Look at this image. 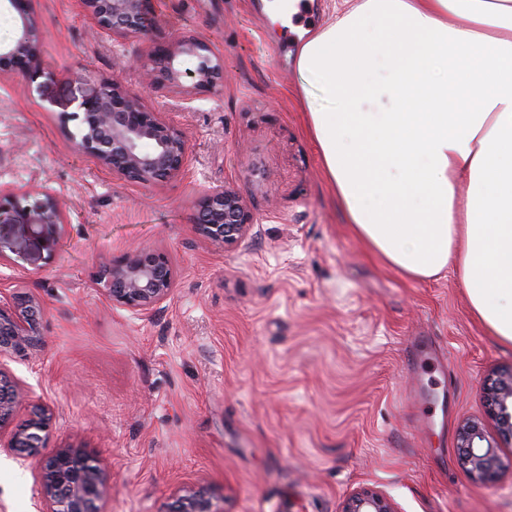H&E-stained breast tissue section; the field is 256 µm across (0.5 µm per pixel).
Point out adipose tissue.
Returning <instances> with one entry per match:
<instances>
[{
    "mask_svg": "<svg viewBox=\"0 0 512 512\" xmlns=\"http://www.w3.org/2000/svg\"><path fill=\"white\" fill-rule=\"evenodd\" d=\"M297 98L347 224L409 280L453 270L512 345V0H339Z\"/></svg>",
    "mask_w": 512,
    "mask_h": 512,
    "instance_id": "ef3b65f1",
    "label": "adipose tissue"
}]
</instances>
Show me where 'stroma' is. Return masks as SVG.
<instances>
[{
	"label": "stroma",
	"instance_id": "stroma-1",
	"mask_svg": "<svg viewBox=\"0 0 512 512\" xmlns=\"http://www.w3.org/2000/svg\"><path fill=\"white\" fill-rule=\"evenodd\" d=\"M43 77H0V190L55 194L60 242L0 226V289L45 310L35 362L10 374L54 413L51 446L95 454L112 475L104 512H164L180 487H208L224 512H341L362 488L396 512H512V439L490 419L485 382L512 366L472 314L453 271L412 281L352 233L295 100L320 78L292 65L300 39L263 0H154L144 36L112 44L79 0H34ZM194 35L224 59V86L174 113L184 174L156 187L76 155L59 129L77 86L118 76L137 90L155 42ZM235 190L256 222L224 249L193 231L208 186ZM165 252L174 288L153 312L111 304L104 259ZM448 355L433 364L430 351ZM482 419L502 470L475 482L457 433ZM30 470L0 452V512H39Z\"/></svg>",
	"mask_w": 512,
	"mask_h": 512
}]
</instances>
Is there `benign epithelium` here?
<instances>
[{
	"instance_id": "7a95c632",
	"label": "benign epithelium",
	"mask_w": 512,
	"mask_h": 512,
	"mask_svg": "<svg viewBox=\"0 0 512 512\" xmlns=\"http://www.w3.org/2000/svg\"><path fill=\"white\" fill-rule=\"evenodd\" d=\"M33 0H0L14 20V37L0 44V76L32 79L43 75L42 30ZM98 29L112 39L148 32L154 0H79ZM150 87H166L176 98L211 92L224 84V59L204 40L183 35L158 43L145 60ZM74 111L63 112L59 124L75 152L87 156L112 175L143 186L168 183L182 176L188 163L184 131L164 117L173 107L152 102L145 93L126 87L118 77L103 79L90 91L73 97ZM74 127H69V123ZM24 192L0 190V223L23 210ZM27 222L40 227L48 245L59 243L64 224L63 202L45 192L28 211ZM192 224L201 239L224 248L241 242L254 224L243 199L222 185L210 186L195 205ZM97 284L112 302L131 311L149 313L167 300L174 286L173 268L164 252L134 247L119 259L101 262ZM42 307L18 288L0 290V450L32 471L43 512H101L112 496V474L81 448L59 446L48 453L53 413L31 406L27 418L16 422L28 390L9 375L6 362L30 360L42 346ZM488 408L501 432L512 438V371L486 387ZM458 456L480 483L498 478L500 459L480 421L464 423L458 431ZM166 512H223L205 487H185L172 497ZM341 512H395L391 502L373 488L349 495Z\"/></svg>"
}]
</instances>
